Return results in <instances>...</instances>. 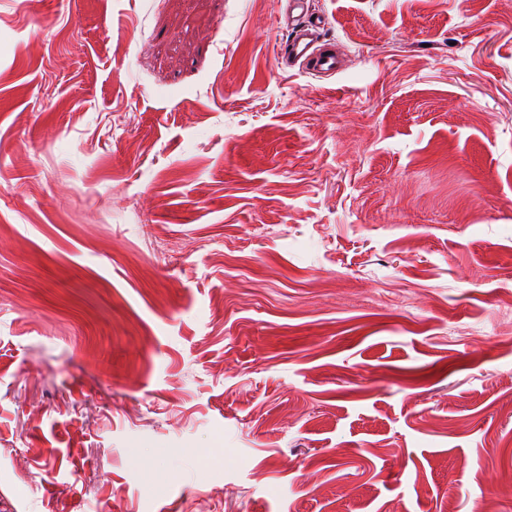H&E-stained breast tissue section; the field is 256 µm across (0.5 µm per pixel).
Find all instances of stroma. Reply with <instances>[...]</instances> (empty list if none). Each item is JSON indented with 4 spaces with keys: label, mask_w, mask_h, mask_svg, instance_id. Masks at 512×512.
Returning a JSON list of instances; mask_svg holds the SVG:
<instances>
[{
    "label": "stroma",
    "mask_w": 512,
    "mask_h": 512,
    "mask_svg": "<svg viewBox=\"0 0 512 512\" xmlns=\"http://www.w3.org/2000/svg\"><path fill=\"white\" fill-rule=\"evenodd\" d=\"M0 0V512H512V0ZM315 26L297 20L292 35L277 49L278 62L288 66L289 61H301L308 74L314 76L334 75L339 68V59L331 45L317 46Z\"/></svg>",
    "instance_id": "1"
}]
</instances>
